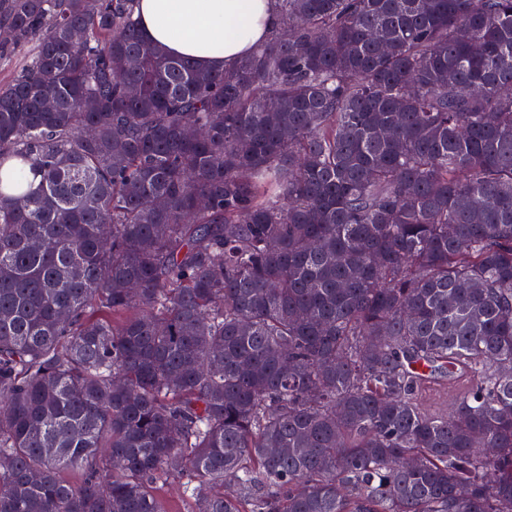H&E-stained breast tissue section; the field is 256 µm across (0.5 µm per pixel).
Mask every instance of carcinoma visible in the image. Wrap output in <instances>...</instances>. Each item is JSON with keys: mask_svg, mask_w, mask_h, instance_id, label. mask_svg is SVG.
<instances>
[{"mask_svg": "<svg viewBox=\"0 0 512 512\" xmlns=\"http://www.w3.org/2000/svg\"><path fill=\"white\" fill-rule=\"evenodd\" d=\"M137 2L0 0V512H512V0ZM137 14L148 41L211 70L250 54L280 26L274 0H139ZM32 45L18 49L10 58L0 60V85L9 83L16 71L24 64ZM154 493L165 512H191L192 501L185 498L177 479L169 478L155 485Z\"/></svg>", "mask_w": 512, "mask_h": 512, "instance_id": "obj_1", "label": "carcinoma"}]
</instances>
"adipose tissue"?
<instances>
[{
  "label": "adipose tissue",
  "mask_w": 512,
  "mask_h": 512,
  "mask_svg": "<svg viewBox=\"0 0 512 512\" xmlns=\"http://www.w3.org/2000/svg\"><path fill=\"white\" fill-rule=\"evenodd\" d=\"M148 41L201 67L221 70L279 28L274 0H139Z\"/></svg>",
  "instance_id": "adipose-tissue-1"
}]
</instances>
